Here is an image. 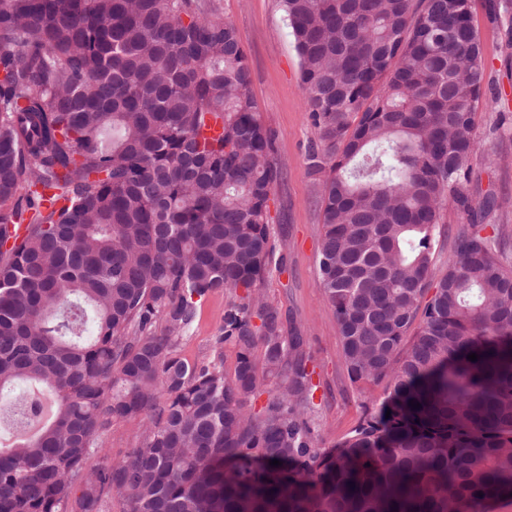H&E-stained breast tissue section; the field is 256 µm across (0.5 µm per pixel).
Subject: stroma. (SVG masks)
<instances>
[{
    "instance_id": "35a3bbf8",
    "label": "stroma",
    "mask_w": 512,
    "mask_h": 512,
    "mask_svg": "<svg viewBox=\"0 0 512 512\" xmlns=\"http://www.w3.org/2000/svg\"><path fill=\"white\" fill-rule=\"evenodd\" d=\"M205 13L230 21L237 28L252 73L251 90L264 125L273 139V159L280 171L269 203L271 242L286 258L284 271H271L260 287L302 330L315 368L318 408L317 446L336 448L358 425L383 388L352 382L338 343L336 316L317 286L321 233L320 191L308 172V152L318 142L299 73L300 61L286 25L280 0H200ZM473 22L483 46L492 93L501 103H481L476 114L479 151L473 169L481 191L509 199L507 208L492 216L509 239L512 260V43L486 9V0H472ZM228 292L207 298L197 311L189 337L179 353L194 361L206 355L213 336L224 323Z\"/></svg>"
}]
</instances>
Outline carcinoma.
Wrapping results in <instances>:
<instances>
[{"label":"carcinoma","mask_w":512,"mask_h":512,"mask_svg":"<svg viewBox=\"0 0 512 512\" xmlns=\"http://www.w3.org/2000/svg\"><path fill=\"white\" fill-rule=\"evenodd\" d=\"M281 2L319 134L318 287L350 380L384 397L319 451L306 337L256 288L285 269L279 170L234 25L199 0H0V394L26 385L0 412V512L512 498V268L487 223L504 202L472 187L471 0ZM490 10L511 43L512 0ZM449 205L465 223L435 280ZM218 291L224 325L190 362L179 344ZM129 420L140 436L112 461ZM140 431L138 421H128L114 427L106 442L109 457L113 460L121 459L127 448L135 444Z\"/></svg>","instance_id":"obj_1"}]
</instances>
